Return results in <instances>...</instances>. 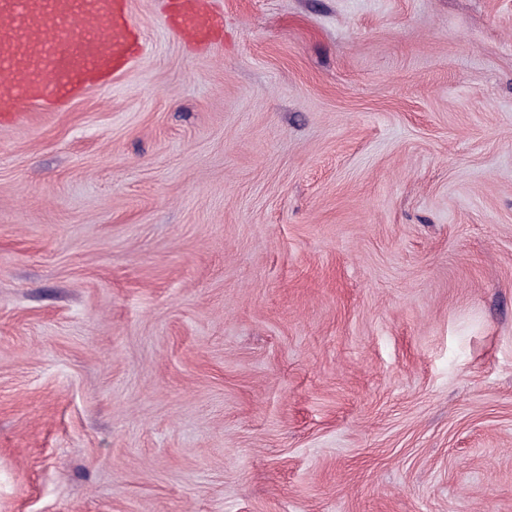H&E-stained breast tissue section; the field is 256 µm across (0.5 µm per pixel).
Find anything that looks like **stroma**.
Segmentation results:
<instances>
[{
  "label": "stroma",
  "mask_w": 512,
  "mask_h": 512,
  "mask_svg": "<svg viewBox=\"0 0 512 512\" xmlns=\"http://www.w3.org/2000/svg\"><path fill=\"white\" fill-rule=\"evenodd\" d=\"M0 124V512H512V0H211ZM166 23L178 36L203 48L213 45L218 37L220 18L206 5V0H167Z\"/></svg>",
  "instance_id": "stroma-1"
}]
</instances>
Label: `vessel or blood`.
<instances>
[{
  "mask_svg": "<svg viewBox=\"0 0 512 512\" xmlns=\"http://www.w3.org/2000/svg\"><path fill=\"white\" fill-rule=\"evenodd\" d=\"M178 36L213 45L221 21L206 0H168ZM136 58L127 0H0V123L21 100L62 104Z\"/></svg>",
  "mask_w": 512,
  "mask_h": 512,
  "instance_id": "vessel-or-blood-1",
  "label": "vessel or blood"
}]
</instances>
